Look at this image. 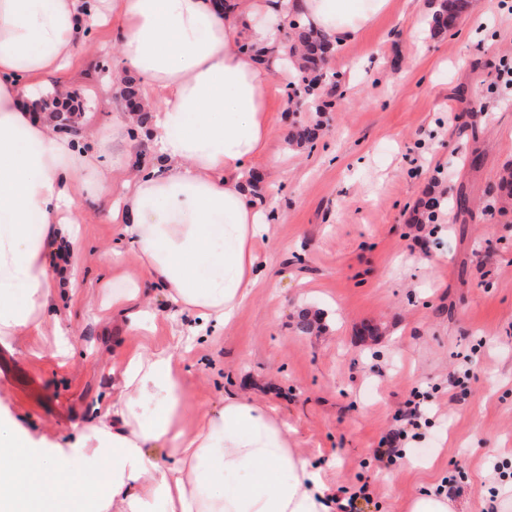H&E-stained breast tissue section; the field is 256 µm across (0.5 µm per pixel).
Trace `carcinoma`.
I'll return each instance as SVG.
<instances>
[{
  "instance_id": "carcinoma-1",
  "label": "carcinoma",
  "mask_w": 512,
  "mask_h": 512,
  "mask_svg": "<svg viewBox=\"0 0 512 512\" xmlns=\"http://www.w3.org/2000/svg\"><path fill=\"white\" fill-rule=\"evenodd\" d=\"M469 6L470 0H442L428 22L429 28L436 34L448 31V23H457ZM287 29L288 35L282 43L287 46L286 64L295 74L294 80L288 83V97L299 96L309 111L322 112L327 102L322 99L320 91L336 77L327 69L335 49L324 36L300 22L289 21ZM317 131L318 125L302 123L291 133L290 142L296 146L310 143L315 140ZM497 201L503 212L512 208V170L506 171L498 184ZM454 207L459 214L467 212L466 196L460 193L452 200L445 195L428 192L420 201L416 223L430 224L439 213Z\"/></svg>"
}]
</instances>
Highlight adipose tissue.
<instances>
[{"label": "adipose tissue", "mask_w": 512, "mask_h": 512, "mask_svg": "<svg viewBox=\"0 0 512 512\" xmlns=\"http://www.w3.org/2000/svg\"><path fill=\"white\" fill-rule=\"evenodd\" d=\"M388 0H0V335L38 334L59 289L76 279L51 267L46 242H78L79 175L97 154L58 133L25 101L65 72L88 29L119 31V74L137 76L151 99L153 150L123 182L108 212L174 315L228 323L261 272L255 243L264 211L244 179L271 131L266 72L281 59L274 25L289 15L341 46L359 38ZM170 349H141L113 365L112 445L89 469L67 455L32 452L38 481L14 463L22 440L0 425V512H35L62 494L101 512H332L319 468L294 453L268 405L225 400L191 435ZM165 460H158V453Z\"/></svg>", "instance_id": "adipose-tissue-1"}]
</instances>
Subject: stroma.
Returning <instances> with one entry per match:
<instances>
[{"mask_svg": "<svg viewBox=\"0 0 512 512\" xmlns=\"http://www.w3.org/2000/svg\"><path fill=\"white\" fill-rule=\"evenodd\" d=\"M435 0H390L354 42L338 47L327 112L295 109L291 71L270 73L273 126L261 208L274 213L255 253L264 274L234 321L188 337L190 317L168 320L162 287L147 296L159 319L145 336L120 333L112 298L139 279L130 250L106 258L118 227L104 214L111 195L83 193L77 294L59 298L42 333L0 335L29 377L0 380V422L36 448H95L89 425L112 398V364L137 345L170 347L196 415L246 397L286 420L294 448L321 467L333 491L368 484L369 512H409L413 495L464 474L457 512L495 505L512 512V485L494 467L512 461V211L495 210L496 186L512 166V0H471L456 27L433 35ZM66 78L72 92L99 95L69 131L111 163L121 101L100 91L118 67L119 35L93 29ZM321 123L317 139L289 145L291 129ZM465 191L466 221L440 214L410 223L425 190ZM308 314L315 328L296 324ZM71 329L55 350L54 328ZM467 391L451 386L462 362ZM435 388L431 425L410 444L419 467H380L373 450L414 390ZM498 496H490L491 486Z\"/></svg>", "mask_w": 512, "mask_h": 512, "instance_id": "35a3bbf8", "label": "stroma"}]
</instances>
